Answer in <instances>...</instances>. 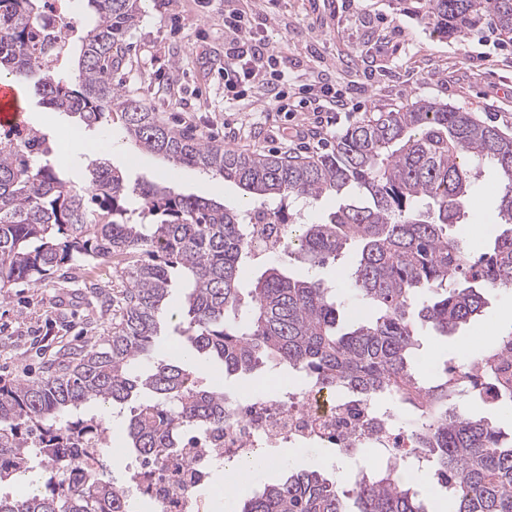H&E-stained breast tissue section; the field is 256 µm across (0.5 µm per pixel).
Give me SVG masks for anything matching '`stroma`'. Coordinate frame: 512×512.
<instances>
[{"label":"stroma","mask_w":512,"mask_h":512,"mask_svg":"<svg viewBox=\"0 0 512 512\" xmlns=\"http://www.w3.org/2000/svg\"><path fill=\"white\" fill-rule=\"evenodd\" d=\"M253 36L269 43L271 62L288 94L301 106L281 112L252 96H239L224 80V0H142V16L127 49L112 70L114 83L142 99L165 121L195 128L205 142L242 152L312 156L330 150L337 137L389 107L432 99L472 113L512 134V41L486 20L464 36L433 33L420 18L403 13L398 0H236ZM351 97L349 112H331L318 100L321 87ZM24 123L41 126L47 137L60 129L77 132L96 147L94 155L64 144L47 162L81 176L90 157L119 168L129 187L144 181L170 183L182 193L240 208L244 192L222 177L173 166L134 149L121 121L86 126L78 118L45 108L21 92ZM499 186L485 170L470 203L472 223L464 237L478 258L498 232ZM484 226H475L478 217ZM97 292H89V285ZM123 286L114 268L84 265L68 278L42 285H14L0 296V385L44 375L47 359L79 350L111 318L110 304ZM512 311V289L489 296L484 316L451 337L425 331L418 360L425 370L446 360L476 354L482 337L512 329L503 314ZM271 467L245 480L234 496L252 495L260 481L280 477L279 463L320 468L341 478L343 456L333 448H312L294 456L286 448H265Z\"/></svg>","instance_id":"obj_1"}]
</instances>
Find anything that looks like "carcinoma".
<instances>
[{"label":"carcinoma","mask_w":512,"mask_h":512,"mask_svg":"<svg viewBox=\"0 0 512 512\" xmlns=\"http://www.w3.org/2000/svg\"><path fill=\"white\" fill-rule=\"evenodd\" d=\"M75 68L48 64L57 23L43 0H0V75L26 86L47 108L91 127L112 113L137 149L179 167L212 173L257 202L230 209L172 186L143 182L140 204L117 168L92 160L82 181L63 167L0 145V289L41 284L80 262L120 270L118 316L89 347L64 353L48 376L0 387V455L32 471L30 444L41 449L43 485L1 494L0 512H146L123 486L68 458L79 439L107 446L91 403L136 402L123 422L126 445L154 464L182 447L183 434L224 426V390L202 385L201 368L224 375L286 368L314 383L362 393L381 415L417 417L409 431L426 475L446 491L445 512H512V435L493 423L495 407L473 411L465 391L418 367L421 331L453 336L483 315L489 294L512 288V137L471 113L420 99L349 128L317 158L243 153L197 139L160 121L112 84V67L141 18V0H87ZM413 10L440 34L464 35L489 17L512 35V0H415ZM498 173L500 232L471 261L458 229L469 218L477 169ZM336 196L319 224L285 229L278 251L309 268L339 266L345 296L315 276L295 277L271 260L259 277L254 224L285 200ZM187 284L176 330L200 366L159 354L174 273ZM512 359L509 340L482 348ZM234 512H431L397 467L358 469L331 481L317 469L288 467L238 502Z\"/></svg>","instance_id":"carcinoma-1"}]
</instances>
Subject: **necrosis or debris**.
<instances>
[{"mask_svg":"<svg viewBox=\"0 0 512 512\" xmlns=\"http://www.w3.org/2000/svg\"><path fill=\"white\" fill-rule=\"evenodd\" d=\"M378 448V465L402 459L413 449L400 422L376 414L358 395L308 383L281 396H238L224 406V433L187 440L167 465L138 464L128 496L157 512H200L195 488L213 468L253 456L263 448Z\"/></svg>","mask_w":512,"mask_h":512,"instance_id":"1","label":"necrosis or debris"}]
</instances>
